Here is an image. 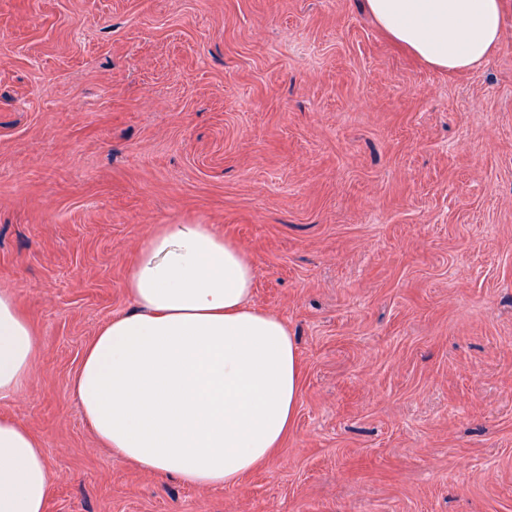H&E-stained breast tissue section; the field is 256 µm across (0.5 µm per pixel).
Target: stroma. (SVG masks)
I'll return each mask as SVG.
<instances>
[{
    "label": "stroma",
    "instance_id": "stroma-1",
    "mask_svg": "<svg viewBox=\"0 0 512 512\" xmlns=\"http://www.w3.org/2000/svg\"><path fill=\"white\" fill-rule=\"evenodd\" d=\"M456 75L365 0H0V289L38 334L0 402L46 512H512V0ZM158 224H210L297 346L267 464L189 487L115 460L71 390Z\"/></svg>",
    "mask_w": 512,
    "mask_h": 512
}]
</instances>
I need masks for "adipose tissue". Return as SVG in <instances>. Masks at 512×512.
Segmentation results:
<instances>
[{
	"instance_id": "obj_1",
	"label": "adipose tissue",
	"mask_w": 512,
	"mask_h": 512,
	"mask_svg": "<svg viewBox=\"0 0 512 512\" xmlns=\"http://www.w3.org/2000/svg\"><path fill=\"white\" fill-rule=\"evenodd\" d=\"M398 49L448 74L495 52L503 0H367ZM246 251L209 224H160L126 281L132 308L89 342L71 383L83 416L120 460L192 487H224L269 461L288 434L300 367L287 323L251 303ZM38 343L0 289V401L20 394ZM40 441L0 416V512H46Z\"/></svg>"
}]
</instances>
